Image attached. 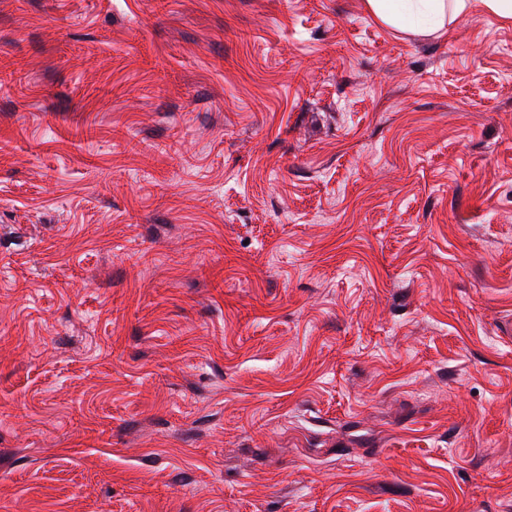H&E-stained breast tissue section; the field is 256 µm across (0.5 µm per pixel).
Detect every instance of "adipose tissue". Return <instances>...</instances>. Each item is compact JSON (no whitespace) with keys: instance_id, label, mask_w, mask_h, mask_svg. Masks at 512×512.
Returning a JSON list of instances; mask_svg holds the SVG:
<instances>
[{"instance_id":"obj_1","label":"adipose tissue","mask_w":512,"mask_h":512,"mask_svg":"<svg viewBox=\"0 0 512 512\" xmlns=\"http://www.w3.org/2000/svg\"><path fill=\"white\" fill-rule=\"evenodd\" d=\"M365 7L377 20L391 27L410 26L424 32L430 25L473 11L493 13L512 22V0H365Z\"/></svg>"}]
</instances>
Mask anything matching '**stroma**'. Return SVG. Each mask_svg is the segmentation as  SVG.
Returning a JSON list of instances; mask_svg holds the SVG:
<instances>
[{
    "mask_svg": "<svg viewBox=\"0 0 512 512\" xmlns=\"http://www.w3.org/2000/svg\"><path fill=\"white\" fill-rule=\"evenodd\" d=\"M512 23L0 0V512H512Z\"/></svg>",
    "mask_w": 512,
    "mask_h": 512,
    "instance_id": "1",
    "label": "stroma"
}]
</instances>
